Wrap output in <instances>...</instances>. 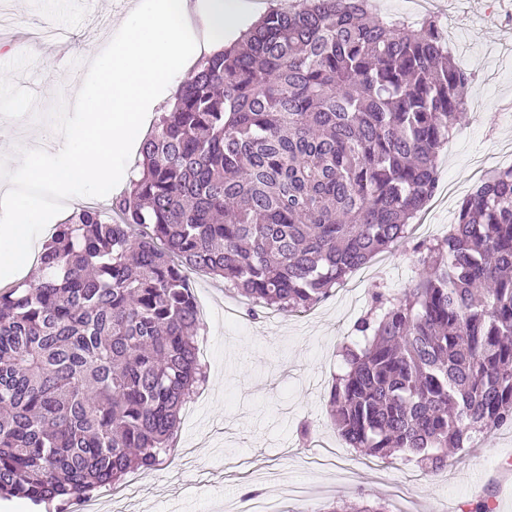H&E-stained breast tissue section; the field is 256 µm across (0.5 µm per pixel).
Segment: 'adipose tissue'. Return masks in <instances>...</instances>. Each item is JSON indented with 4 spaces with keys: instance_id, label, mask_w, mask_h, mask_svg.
<instances>
[{
    "instance_id": "ef3b65f1",
    "label": "adipose tissue",
    "mask_w": 512,
    "mask_h": 512,
    "mask_svg": "<svg viewBox=\"0 0 512 512\" xmlns=\"http://www.w3.org/2000/svg\"><path fill=\"white\" fill-rule=\"evenodd\" d=\"M263 0H160L156 10L125 23L123 37L95 55L99 81L93 93L70 89L81 116L75 128L48 135L60 161L46 164L39 148L18 144V163L0 194V272L31 270L32 228L40 223L41 194L51 185H82L97 195L108 184L114 161L128 153L157 90L237 31L239 15L261 14Z\"/></svg>"
}]
</instances>
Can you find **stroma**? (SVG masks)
<instances>
[{
	"label": "stroma",
	"mask_w": 512,
	"mask_h": 512,
	"mask_svg": "<svg viewBox=\"0 0 512 512\" xmlns=\"http://www.w3.org/2000/svg\"><path fill=\"white\" fill-rule=\"evenodd\" d=\"M438 2L448 49L473 81L440 154L439 189L417 214L412 239L377 255L315 307L274 320L249 316L243 299L225 293L221 282L188 271L209 313L198 338L206 382L180 413L173 456L139 473L131 499L112 500L108 488L94 492L101 512H225L272 490V482L259 480L262 472L304 487V494L283 496L282 512L376 497L397 510L404 505L399 488L410 512H472L484 500L494 512H512V429L452 455L431 475L413 462L345 447L328 412L338 351L373 290L402 292L418 275L415 243L447 233L485 169L512 165V116L498 109L512 98V44L488 39L490 30H512V14L499 0ZM154 7V0H11L9 28L0 32V133L30 142L43 128L73 121L68 94H49V87L93 89L98 72L89 50L106 51L131 12ZM304 423L312 429L306 442L299 435Z\"/></svg>",
	"instance_id": "35a3bbf8"
}]
</instances>
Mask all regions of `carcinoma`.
I'll return each mask as SVG.
<instances>
[{"mask_svg": "<svg viewBox=\"0 0 512 512\" xmlns=\"http://www.w3.org/2000/svg\"><path fill=\"white\" fill-rule=\"evenodd\" d=\"M471 81L439 20L371 0L272 6L201 58L129 188L56 225L37 286L0 290V498L69 512L163 464L204 381L185 269L278 313L327 298L407 237ZM414 252V283L355 324L329 409L350 447L435 473L512 425V166Z\"/></svg>", "mask_w": 512, "mask_h": 512, "instance_id": "carcinoma-1", "label": "carcinoma"}]
</instances>
